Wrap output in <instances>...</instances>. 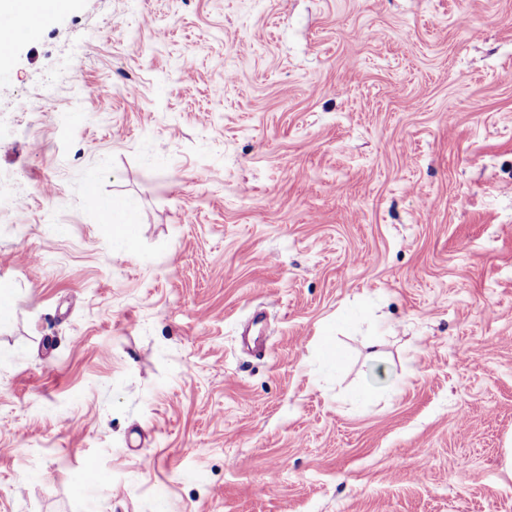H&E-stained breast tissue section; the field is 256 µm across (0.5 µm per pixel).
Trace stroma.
<instances>
[{"label":"stroma","instance_id":"35a3bbf8","mask_svg":"<svg viewBox=\"0 0 512 512\" xmlns=\"http://www.w3.org/2000/svg\"><path fill=\"white\" fill-rule=\"evenodd\" d=\"M0 79V512H512V0H74ZM134 211L135 208L128 202L114 200L105 211L107 222L113 224L116 236L129 247L132 246L133 241L128 224H131Z\"/></svg>","mask_w":512,"mask_h":512}]
</instances>
